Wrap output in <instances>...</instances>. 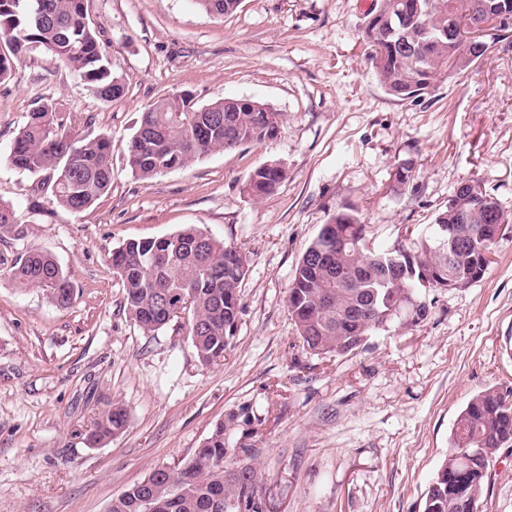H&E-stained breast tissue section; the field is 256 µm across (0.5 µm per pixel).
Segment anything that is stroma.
<instances>
[{
  "instance_id": "1",
  "label": "stroma",
  "mask_w": 512,
  "mask_h": 512,
  "mask_svg": "<svg viewBox=\"0 0 512 512\" xmlns=\"http://www.w3.org/2000/svg\"><path fill=\"white\" fill-rule=\"evenodd\" d=\"M376 0H241L213 17L195 0H94L114 73L112 103L52 55L24 52L0 82V201L27 228L0 257L51 252L69 273V308L0 273V512H108L159 466L177 467L231 411L260 418L266 512H423L459 411L512 389V29L459 75L400 99L378 83L363 41ZM189 92L196 105L251 98L280 115L277 136L148 179L124 147L140 113ZM79 135L112 139V185L71 212L5 160L40 103ZM280 161L286 179L254 199L247 179ZM414 180L391 193V174ZM495 198L507 228L470 288L429 292L428 317L372 336L357 354H306L288 310L296 264L322 224L355 208L379 247L420 237L463 183ZM193 226L237 246L248 271L224 361L200 365L182 319L147 335L123 310L113 249ZM127 426L88 441L112 403ZM483 512H512V447L490 458Z\"/></svg>"
}]
</instances>
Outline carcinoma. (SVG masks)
I'll return each mask as SVG.
<instances>
[{
  "mask_svg": "<svg viewBox=\"0 0 512 512\" xmlns=\"http://www.w3.org/2000/svg\"><path fill=\"white\" fill-rule=\"evenodd\" d=\"M94 0H0V42L11 55L0 54V81L8 78L19 54L38 48L55 55L84 81L104 103L116 100L112 90L125 87L92 22ZM209 14L227 15L240 0H195ZM506 14L512 0H377L364 28L369 60L381 87L398 98L418 97L441 74L462 73L484 56L482 44L451 38L463 14ZM415 42L411 53L400 46ZM279 113L249 98L224 99L196 107L184 91L168 94L140 113L125 151L131 174L150 178L180 168L211 153H225V141L237 149L275 138ZM112 140L81 137L72 121L47 102L29 113L14 138L6 162L42 178L54 201L71 212L90 207L112 184ZM286 178L277 161L254 168L249 194L261 199L274 193ZM414 179V165L401 164L391 191L399 194ZM496 200L480 208L461 209L448 200L437 224H451L468 239L486 223L501 221ZM368 225L351 208L322 225L295 270L288 309L302 348L314 356L355 353L375 333L378 323L402 299L426 301L420 267H442L450 275L475 272L471 253L429 249L413 242V259L386 277L394 253L367 245ZM25 237L12 206L0 202V235ZM125 290L124 310L146 333L168 324L162 309L166 299L181 301L188 336L201 365L224 360L233 344L232 322L241 312L240 288L247 258L240 248L188 227L174 235L127 242L109 257ZM15 287H38L57 307L66 308L73 285L49 253L30 250L7 268ZM249 416L231 412L217 423L204 446L182 466L167 468L151 483L135 484L113 498L109 512H262L258 472L249 464L257 449L233 440L239 422ZM123 407L114 403L94 422L90 440L101 442L126 427ZM512 445V391L495 387L475 395L459 413L452 430L448 457L431 479L423 512H466L467 504L482 502L487 467L470 463V455L485 448Z\"/></svg>",
  "mask_w": 512,
  "mask_h": 512,
  "instance_id": "cac0c4a2",
  "label": "carcinoma"
}]
</instances>
